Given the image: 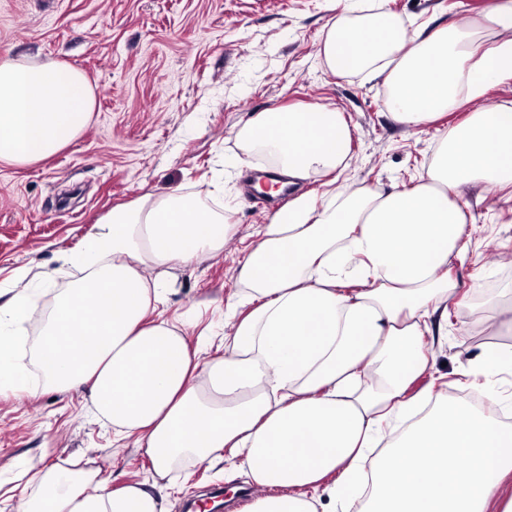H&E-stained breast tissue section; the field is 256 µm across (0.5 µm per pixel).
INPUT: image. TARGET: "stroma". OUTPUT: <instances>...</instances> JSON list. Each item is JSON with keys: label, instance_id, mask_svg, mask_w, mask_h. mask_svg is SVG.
<instances>
[{"label": "stroma", "instance_id": "obj_1", "mask_svg": "<svg viewBox=\"0 0 512 512\" xmlns=\"http://www.w3.org/2000/svg\"><path fill=\"white\" fill-rule=\"evenodd\" d=\"M0 0V57L54 58L81 70L97 107L64 150L31 166L0 162V286L17 269L38 274L40 310L81 275L63 264L75 247L120 205L176 191L223 212L230 243L220 253L174 270L164 316L189 320L187 341L201 360L224 350V304L241 288L239 272L258 230L283 203L246 191L253 172L275 160L245 149L237 131L256 113L323 104L342 112L352 140L336 185L415 186L444 127L468 112L512 103V80L491 84L432 123L404 126L384 101V75L334 76L319 48L337 17L393 13L405 34L466 17L480 21L488 0ZM471 242L453 272L481 301L512 289V189L486 184L461 189ZM508 256L489 263L488 250ZM483 272L472 280L473 272ZM469 307L454 309L436 348L438 374L454 375L483 347L511 344L512 334L465 328ZM39 332L28 325L19 343L35 397L0 389V497L5 512H28L30 493L16 489L23 469H101L115 484L154 485L166 512H183L211 486L245 487L225 477L223 463H183L156 479L150 460L91 415L83 390L62 389L42 376L34 357Z\"/></svg>", "mask_w": 512, "mask_h": 512}]
</instances>
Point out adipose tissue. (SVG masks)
<instances>
[{"mask_svg":"<svg viewBox=\"0 0 512 512\" xmlns=\"http://www.w3.org/2000/svg\"><path fill=\"white\" fill-rule=\"evenodd\" d=\"M499 40L481 50L482 29ZM320 52L336 76L386 73L385 105L419 126L512 79V0H489L482 25L461 20L398 37L336 18ZM85 74L58 60L0 59V161L27 166L70 145L92 118ZM279 159L290 181L346 161L351 130L335 109L261 112L238 132ZM512 187V107L478 109L442 133L416 186L364 187L280 208L228 298L223 355L191 356L161 319L143 275L224 248L223 214L170 194L112 210L64 262L86 269L61 294L35 343L44 377L86 388L117 437L133 439L159 478L179 460H222L262 488L246 512H512V425L443 397L431 375L450 308L512 333V290L473 303L451 272L467 252L460 188ZM0 289V386L31 393L19 334L36 314L29 269ZM31 512H165L143 484L100 470H44Z\"/></svg>","mask_w":512,"mask_h":512,"instance_id":"1","label":"adipose tissue"}]
</instances>
